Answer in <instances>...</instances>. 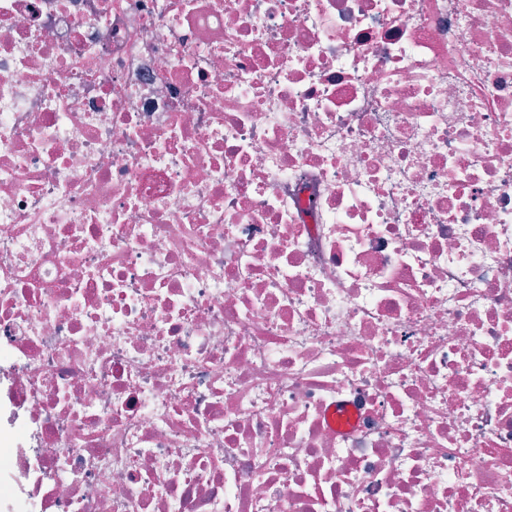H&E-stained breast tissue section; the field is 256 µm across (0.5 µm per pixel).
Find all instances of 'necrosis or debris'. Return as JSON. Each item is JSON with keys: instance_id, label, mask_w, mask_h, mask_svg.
<instances>
[{"instance_id": "necrosis-or-debris-1", "label": "necrosis or debris", "mask_w": 512, "mask_h": 512, "mask_svg": "<svg viewBox=\"0 0 512 512\" xmlns=\"http://www.w3.org/2000/svg\"><path fill=\"white\" fill-rule=\"evenodd\" d=\"M512 512V0H0V512Z\"/></svg>"}]
</instances>
